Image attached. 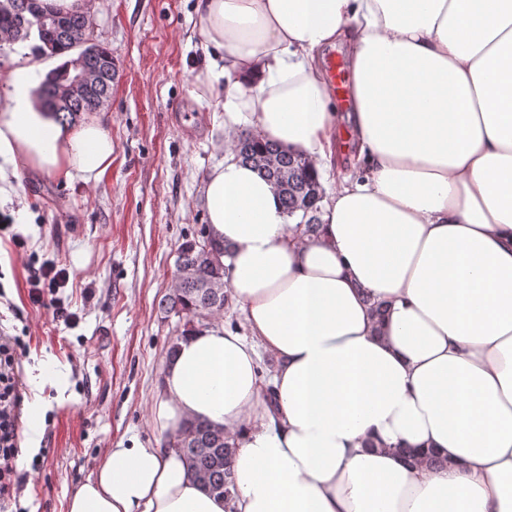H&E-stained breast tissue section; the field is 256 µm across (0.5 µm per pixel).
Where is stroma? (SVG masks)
Wrapping results in <instances>:
<instances>
[{
  "label": "stroma",
  "instance_id": "obj_1",
  "mask_svg": "<svg viewBox=\"0 0 512 512\" xmlns=\"http://www.w3.org/2000/svg\"><path fill=\"white\" fill-rule=\"evenodd\" d=\"M199 0H106L93 36L118 73L99 111L112 165L97 182H64L0 168V327L25 337L22 412L39 404L37 439L21 433L14 512H66L102 449L168 445L149 418L178 316L165 313L177 250L207 221L206 175L226 143L250 132L230 122L224 85L197 99L194 76L215 54L196 21ZM27 238L16 249L12 233ZM56 263L70 281L43 304L30 267ZM64 304L77 320L54 316Z\"/></svg>",
  "mask_w": 512,
  "mask_h": 512
}]
</instances>
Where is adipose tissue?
<instances>
[{
  "instance_id": "adipose-tissue-1",
  "label": "adipose tissue",
  "mask_w": 512,
  "mask_h": 512,
  "mask_svg": "<svg viewBox=\"0 0 512 512\" xmlns=\"http://www.w3.org/2000/svg\"><path fill=\"white\" fill-rule=\"evenodd\" d=\"M198 26L224 65L197 96L225 78L231 114L320 179L339 127L318 56L345 42L364 171L307 235L226 153L204 202L248 332L180 340L152 415L234 436L236 490L210 494L175 449L120 446L67 512H512V0H200ZM38 70L0 76V160L100 178L103 121L44 111Z\"/></svg>"
}]
</instances>
